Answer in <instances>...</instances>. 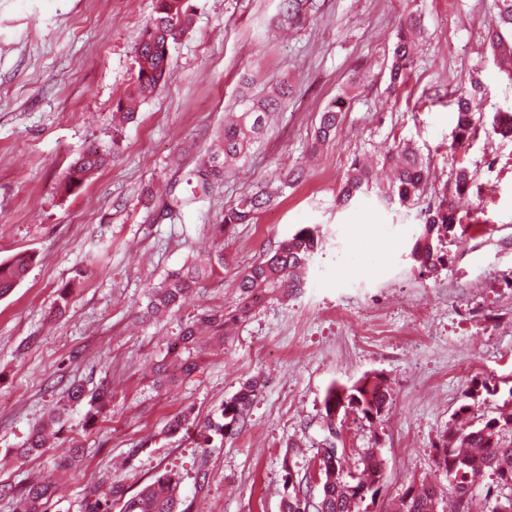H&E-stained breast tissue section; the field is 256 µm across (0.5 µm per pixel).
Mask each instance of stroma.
Listing matches in <instances>:
<instances>
[{
    "label": "stroma",
    "mask_w": 512,
    "mask_h": 512,
    "mask_svg": "<svg viewBox=\"0 0 512 512\" xmlns=\"http://www.w3.org/2000/svg\"><path fill=\"white\" fill-rule=\"evenodd\" d=\"M192 28L171 49V73L132 122L112 121L132 82L137 44L153 0H0V262L34 255L25 280L0 298V455L19 447L47 415L66 407L65 430L41 453L0 466V512L13 489L52 473L71 448L89 450L49 512H77L101 481L137 492L159 471L181 476L197 512H280L284 464L311 472L331 431L350 460L384 459L381 501L423 481L447 493L435 446L454 429L473 378L498 383L471 423L512 393V141L479 134L452 150L456 114L448 83L480 82L483 125L512 105V81L484 39L497 0H305L301 22L280 0H196ZM422 19L420 52L405 85L391 88L395 28L406 9ZM259 86L285 82L287 103L248 160L202 200L167 212L187 174L207 157L234 108L241 73ZM348 93L335 142L312 148L319 112ZM415 145L433 187L458 165L477 187L457 204L476 223L447 244L448 266L432 276L410 257L426 195L404 207L381 200L386 183L350 206L337 195L352 160ZM115 145L109 165L65 191L80 152ZM306 164L305 180L279 195L255 223L224 241L214 226L244 191L277 187ZM306 225L324 238L302 288L267 293L224 340L204 344L189 380L157 390L151 366L181 320L204 307L237 306L239 270ZM224 248V269L181 311L140 322L149 281ZM72 286L65 316L52 314ZM382 375L391 395L380 419L323 418L333 386ZM262 388L242 431L212 455L205 496L195 497L194 432L157 434L176 412L215 415L243 382ZM107 382L111 398L94 426L71 405L70 382ZM136 458H129V451Z\"/></svg>",
    "instance_id": "stroma-1"
}]
</instances>
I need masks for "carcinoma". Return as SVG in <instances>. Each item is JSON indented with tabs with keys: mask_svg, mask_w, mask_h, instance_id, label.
Listing matches in <instances>:
<instances>
[{
	"mask_svg": "<svg viewBox=\"0 0 512 512\" xmlns=\"http://www.w3.org/2000/svg\"><path fill=\"white\" fill-rule=\"evenodd\" d=\"M195 15L192 0H155L153 16L150 18L135 57V72L129 92L114 104V112L125 121L135 118L142 102L151 97L166 80L171 70L170 47L192 27ZM417 18L407 15L399 24L389 66L390 85L394 88L406 82L415 61L413 32ZM512 32V0H498V16L489 29L490 48L494 60L505 68L512 80V43L504 33ZM481 90L480 83L471 84V89L456 90V125L454 141L462 145L477 137L479 119L472 108V99ZM291 87L287 83L277 84L262 91L255 90V78L250 73L240 77L238 110L224 122L220 144L199 166L193 177L202 191L215 180L224 177L231 169L247 160L251 149L264 139L270 117L281 108L288 98ZM347 97L338 96L334 105L320 112L312 132V146L319 147L336 139L342 122ZM492 133L512 138V108L494 113ZM111 151L103 147L87 151L70 166L68 184H80L95 171L104 167ZM392 163L393 180L383 197L390 202L411 205L428 186L429 167L422 155L409 143L397 146L389 156ZM372 186L369 169L355 161L351 163L339 193V202L350 203ZM472 187V174L468 167L456 168L454 191L461 195ZM438 204L428 210L422 219L423 229L414 239L410 256L429 273L445 268L444 244L449 237L462 228L464 219L453 201L448 199V186L437 192ZM276 195L259 189L241 195L238 200L224 208V216L216 225L219 235H224L239 224H252L262 209L269 207ZM322 239L315 226H304L292 236L277 242L263 259L238 272L236 288L241 299L239 313L226 317L224 310L204 307L180 326L177 338L168 348L170 362L153 364L154 383L165 388L176 380L169 364L178 367L179 374L190 376L197 363L187 352L197 347V333L201 329L215 336L224 335V326L229 320H239L249 311L250 303L269 288L286 291L301 287L308 266ZM216 264L207 269L190 265L171 273L156 283L147 285V302L139 311L138 318L147 321L181 308L183 299L204 280L214 275L215 269L224 268V253L215 254ZM33 262L31 255H18L0 262V297L9 294L25 280ZM260 384L250 380L220 407V415L200 425L195 476L196 490L208 487V462L211 450L217 443L238 434L245 425L246 411L259 394ZM497 385L487 380H472L463 392V403L458 413L466 414L471 404L478 403L483 395H495ZM110 391L105 383L88 390L80 383L74 384L68 399L73 403L86 402V419L94 421L108 401ZM390 404V394L379 375L366 376L350 387H332L323 401L324 419L338 412L353 411L366 420L381 417ZM65 410L53 414L48 424L30 432L23 445L15 450L22 460L45 448L55 433L54 427L64 425ZM192 422L191 413L181 411L172 415L164 424L160 435L167 437L181 432ZM436 467L445 471L451 494L449 512H474L476 495H482V512H497L500 497H512V387L509 399L495 416L487 417L471 429L450 432L436 448ZM83 449L74 448L67 459L58 465L57 473L43 476L28 483L16 499L15 512H47L46 505L59 497L61 484L59 475L77 469L82 460ZM322 481L313 490L306 478H294L290 468H285L284 496L281 512H361L360 503L365 498L375 500L380 492L383 459L371 449L355 466H350L345 455L326 452L318 458ZM495 478L496 486H484L486 476ZM180 477L168 470L155 476L137 494L127 496L120 485L110 487L109 493H88L80 504V512H113L121 505L122 512H193L194 501L180 496ZM436 491L426 483H411L398 498L382 512H439Z\"/></svg>",
	"mask_w": 512,
	"mask_h": 512,
	"instance_id": "cac0c4a2",
	"label": "carcinoma"
}]
</instances>
